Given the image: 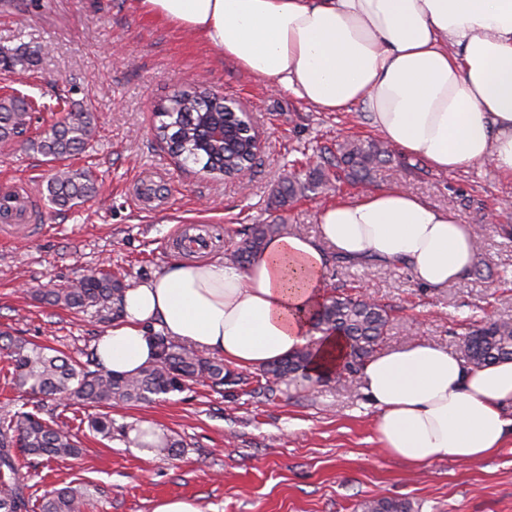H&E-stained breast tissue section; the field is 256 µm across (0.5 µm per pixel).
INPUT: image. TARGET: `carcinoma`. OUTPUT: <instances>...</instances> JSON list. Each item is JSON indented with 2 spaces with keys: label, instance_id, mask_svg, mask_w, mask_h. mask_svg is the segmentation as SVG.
I'll return each instance as SVG.
<instances>
[{
  "label": "carcinoma",
  "instance_id": "1",
  "mask_svg": "<svg viewBox=\"0 0 512 512\" xmlns=\"http://www.w3.org/2000/svg\"><path fill=\"white\" fill-rule=\"evenodd\" d=\"M38 51L19 46L0 49V65L9 70L27 72L35 66ZM30 105L23 95L0 96V142L23 135L29 120ZM159 124L156 138L166 144L178 161L202 165L207 173L235 178L245 168L253 167V135L242 126L237 113L228 109L224 97L193 82L162 99L156 106ZM221 124L236 140V149L224 152V142L209 137L210 127ZM97 128V116L78 103H71L65 115L26 139L27 148L42 155L48 163L60 162L86 151ZM390 157L388 145L377 139L348 140L336 150V168L347 173L355 183L369 180L376 166ZM326 183L322 169L302 181L291 175L276 190V202L286 205L308 191ZM98 191V182L88 168L66 169L53 174L47 183L50 203L69 210ZM278 224H251L245 238L230 252L229 259L246 264L265 240L280 232ZM126 284L111 271L101 269L78 281L48 291L46 300L74 310L112 309L121 313ZM391 321L387 306L373 300L349 295H331L315 312L312 330L323 335L343 337L349 353L339 371L343 377L354 371L383 341ZM156 360L136 375L114 374L102 366L89 370L60 351L25 339H8L0 353L9 362L16 386L30 396L44 400H64L84 408H110L114 403L139 404L160 395L182 391L189 382H202L216 388L232 378L219 359L208 358L167 336L156 337ZM461 357L476 365H490L512 359V322H485L468 332L459 343ZM313 357L308 344L263 370L265 383L259 389L276 395L278 384L307 376ZM40 406L31 411H16L0 416V512H83L93 505V494L85 485L54 488L38 503L28 493V475L23 469L36 458H76L81 453L76 435L64 421L45 420ZM89 430L112 437V416L98 413L88 419ZM362 512H412L405 500L373 498L361 505Z\"/></svg>",
  "mask_w": 512,
  "mask_h": 512
}]
</instances>
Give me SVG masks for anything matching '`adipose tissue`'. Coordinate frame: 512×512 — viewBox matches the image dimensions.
<instances>
[{
  "label": "adipose tissue",
  "mask_w": 512,
  "mask_h": 512,
  "mask_svg": "<svg viewBox=\"0 0 512 512\" xmlns=\"http://www.w3.org/2000/svg\"><path fill=\"white\" fill-rule=\"evenodd\" d=\"M239 69L322 112L364 106L402 155L439 171L487 163L512 176V0H139ZM319 237L269 238L249 264L174 261L127 289L95 343L100 364L133 374L156 359L155 334L261 368L310 344L311 381L345 361L342 337L316 335L334 256L408 268L441 289L476 262L455 213L402 188L320 208ZM379 451L414 469L479 460L512 437V360L468 365L423 343L361 368Z\"/></svg>",
  "instance_id": "1"
}]
</instances>
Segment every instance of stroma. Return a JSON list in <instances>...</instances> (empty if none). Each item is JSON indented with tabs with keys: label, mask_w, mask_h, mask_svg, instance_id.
Segmentation results:
<instances>
[{
	"label": "stroma",
	"mask_w": 512,
	"mask_h": 512,
	"mask_svg": "<svg viewBox=\"0 0 512 512\" xmlns=\"http://www.w3.org/2000/svg\"><path fill=\"white\" fill-rule=\"evenodd\" d=\"M23 42L46 50L34 72L0 71V94L34 102L37 132L60 118L59 96L96 112L89 148L65 165L91 168L99 189L81 206L58 210L46 191L54 164L20 141L0 142V183L36 198L42 226L23 243L0 237V333L87 361L112 326L111 311L51 305L46 289L103 267L136 286L180 259L172 241L186 224L221 233V242L204 251L207 259L233 250L251 224L315 236L320 206L394 187L456 213L482 248L479 274L437 291L403 268L346 261L328 267L331 293L368 296L391 309L381 351L423 342L454 353L472 327L512 320L511 176L480 164L437 171L396 151L368 184L332 181L278 208L272 197L281 177L307 178L346 137H376L363 107L321 112L272 90L194 35L144 14L136 0H0V48ZM194 79L244 99L254 113L265 137L250 178L219 180L196 165L182 168L156 141L155 105ZM145 182L155 184L154 199L139 196ZM232 373L236 382L221 388L193 383L149 404L114 406L119 433L110 438L83 425L87 410L47 402L42 418L66 421L82 451L33 469V496L74 482L89 485L97 512H153L171 497L193 499L201 512H360V503L374 497L409 501L413 512H512V440L486 459L445 457L415 471L379 452L376 412L358 375L268 397L258 388L261 369ZM145 422L182 441L176 455L131 439Z\"/></svg>",
	"instance_id": "stroma-1"
}]
</instances>
